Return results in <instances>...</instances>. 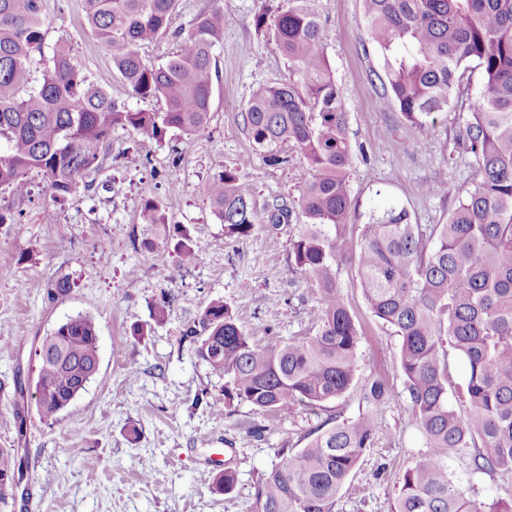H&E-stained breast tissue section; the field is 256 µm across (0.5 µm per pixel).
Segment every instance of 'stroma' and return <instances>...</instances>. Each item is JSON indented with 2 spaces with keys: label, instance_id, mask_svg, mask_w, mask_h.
<instances>
[{
  "label": "stroma",
  "instance_id": "stroma-1",
  "mask_svg": "<svg viewBox=\"0 0 512 512\" xmlns=\"http://www.w3.org/2000/svg\"><path fill=\"white\" fill-rule=\"evenodd\" d=\"M279 0H179L173 33L141 50L162 64L178 49L174 33L188 29L202 9L224 11V40L214 49L218 79L208 127L185 136L173 130L161 142H139L113 130L95 171L76 197L54 199L30 174L25 198L0 189V449L18 448L25 462L22 494L7 512H252L257 484L281 462L280 448H302L324 424L351 421L369 405L361 388L383 375L391 394L377 412L379 432L355 474L342 488L335 512H393L402 473L425 453L426 441L410 415L398 359L399 338L374 317L356 284L353 261L340 263L337 281L361 327L353 387L320 408L298 406L271 419L249 403L224 400L225 378L195 355L185 335L205 308L224 300L260 344L310 335L320 314L317 289L289 261L288 240L303 223L302 192L308 164L292 145L284 162L268 163L244 130L252 88L275 84L291 72L288 60L263 31L259 9L275 14ZM323 26L325 55L342 91L353 155L349 222L360 233L369 211L400 202L413 223L442 224L459 189L472 186L477 166L450 156L465 106L437 116L435 129L412 136L398 111L385 106L370 79L383 56L367 37L361 0H311ZM47 43L66 42L90 82L132 110H162L139 100L84 19L83 0H43ZM254 187L252 203L265 218L286 202L291 221L274 232L225 234L206 195L224 169ZM442 182L446 193L425 196L422 185ZM160 202L167 225L146 224L140 206ZM187 230L200 254L181 263L168 235ZM108 250H100V243ZM69 277L71 292L58 300L50 285ZM164 318H157V311ZM91 316L99 336V368L87 389L56 421H41L34 389L26 391V434L18 436L13 376L35 377L38 338L68 317ZM137 426V438L128 429ZM218 456L219 466L209 465ZM470 451L450 453L454 479L483 501L512 496V474L473 471ZM232 468L231 493L213 479Z\"/></svg>",
  "mask_w": 512,
  "mask_h": 512
}]
</instances>
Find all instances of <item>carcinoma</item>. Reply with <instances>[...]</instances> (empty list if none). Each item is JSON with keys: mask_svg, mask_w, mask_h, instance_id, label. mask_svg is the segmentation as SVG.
<instances>
[{"mask_svg": "<svg viewBox=\"0 0 512 512\" xmlns=\"http://www.w3.org/2000/svg\"><path fill=\"white\" fill-rule=\"evenodd\" d=\"M178 0H84L85 20L109 52L131 95L161 98V112L131 110L88 82L61 41L50 47L42 0H0V188L28 193L40 173L56 199L74 197L98 167L112 129L129 128L142 141L171 130H205L214 89V47L224 13L203 11L175 33L179 48L164 64L146 62L142 45L170 31ZM368 38L382 52L377 75L382 102L397 108L409 133L434 127V114L459 101L462 72H482L483 92L468 105L454 148L478 164L472 187L457 195L444 224H414L408 210H373L358 241L348 220L352 146L342 92L326 59L322 25L309 0H283L272 24L254 16L294 67L288 79L255 87L244 125L252 145L282 164L285 142L307 159L305 223L289 239L292 269L318 288L321 315L297 341L259 345L232 308L212 301L192 329L195 354L224 374V402H247L280 415L296 406L321 407L354 385L360 332L337 282L339 264L354 258L358 285L372 315L399 336L398 361L411 416L428 451L399 481L395 512H512V501L486 504L448 473V453L470 448L475 471L512 472V0H362ZM41 68L34 84L31 70ZM230 235L256 228L252 189L226 169L206 187ZM146 224H166L161 205L146 199ZM182 261L199 257L190 237L175 243ZM449 343L467 366L458 413L448 392ZM36 407L56 420L99 367L98 329L71 316L35 351ZM378 408L388 387L375 377L363 387ZM375 411L317 431L296 451L278 450L280 464L258 483L255 512H335L336 498L364 452L373 447ZM22 458L0 449V507L15 499Z\"/></svg>", "mask_w": 512, "mask_h": 512, "instance_id": "1", "label": "carcinoma"}]
</instances>
